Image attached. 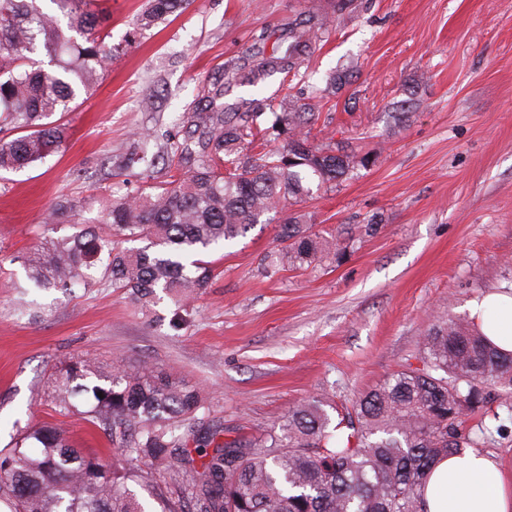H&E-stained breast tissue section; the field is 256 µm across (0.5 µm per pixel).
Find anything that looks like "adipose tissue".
Masks as SVG:
<instances>
[{
    "instance_id": "ef3b65f1",
    "label": "adipose tissue",
    "mask_w": 512,
    "mask_h": 512,
    "mask_svg": "<svg viewBox=\"0 0 512 512\" xmlns=\"http://www.w3.org/2000/svg\"><path fill=\"white\" fill-rule=\"evenodd\" d=\"M470 316L503 351H512V293L494 291L475 300ZM428 512H512V482L493 456L471 450L440 461L425 493Z\"/></svg>"
}]
</instances>
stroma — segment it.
<instances>
[{"label": "stroma", "instance_id": "stroma-1", "mask_svg": "<svg viewBox=\"0 0 512 512\" xmlns=\"http://www.w3.org/2000/svg\"><path fill=\"white\" fill-rule=\"evenodd\" d=\"M144 0H103L123 46L98 89L64 118V150L0 179V265L48 230L70 200L83 219L140 185L138 136L175 138L196 85L247 57L256 36L332 12L336 0H191L145 32ZM290 92L315 106L314 132L368 156L346 180L294 204L316 231L377 223L341 260L274 276L276 224L204 254L213 277L192 313L145 317L109 288L38 295L36 319L0 280V449L13 422L46 418L49 375L74 355L104 368L148 363L204 389L225 439L257 440L312 397L334 407L418 367L421 340L484 293L512 289V0H354L317 41ZM342 82L324 90L333 76Z\"/></svg>", "mask_w": 512, "mask_h": 512}]
</instances>
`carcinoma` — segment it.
Instances as JSON below:
<instances>
[{
  "mask_svg": "<svg viewBox=\"0 0 512 512\" xmlns=\"http://www.w3.org/2000/svg\"><path fill=\"white\" fill-rule=\"evenodd\" d=\"M189 0H145L136 18L148 30ZM338 0L301 31L291 30L265 54L254 43L249 62L230 60L197 89L180 116L181 141L160 148L171 179L145 183L112 201L100 226L76 221L66 203L51 205L44 224H68L70 235L46 237L18 256L25 287L116 288L149 312L163 297L185 307L208 287L211 271L183 258L245 235L282 214L262 270L272 276L344 253L350 243L313 230L287 205L331 188L367 157L316 140V113L285 94L268 110L224 111V94L289 73L328 31L352 12ZM97 0H0V171L16 172L58 152L65 113L93 92L116 48L105 43ZM45 56L44 62L39 56ZM148 240L141 248L123 243ZM421 367L393 374L332 419L322 399L291 408L259 442L224 441L205 421L199 390L146 364L104 373L73 356L50 375L51 420L14 425L0 451V496L12 512H152L129 485L167 480L162 512H426L428 477L444 457L477 448L501 433L500 410L512 420V353L501 352L474 324L450 316L423 336ZM481 416L478 430L467 425ZM96 428L120 459L74 447L56 419Z\"/></svg>",
  "mask_w": 512,
  "mask_h": 512,
  "instance_id": "cac0c4a2",
  "label": "carcinoma"
}]
</instances>
